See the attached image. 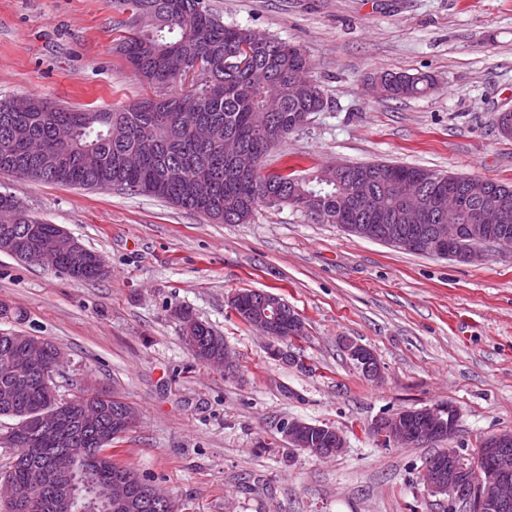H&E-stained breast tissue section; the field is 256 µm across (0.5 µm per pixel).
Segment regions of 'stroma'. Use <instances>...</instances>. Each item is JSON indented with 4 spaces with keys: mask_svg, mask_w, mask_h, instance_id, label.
<instances>
[{
    "mask_svg": "<svg viewBox=\"0 0 512 512\" xmlns=\"http://www.w3.org/2000/svg\"><path fill=\"white\" fill-rule=\"evenodd\" d=\"M225 22L301 45L323 111L270 151L265 172L392 163L512 184V0H209ZM117 0H0V101L39 97L88 109L168 96L115 53ZM376 71L426 74L425 95L372 96ZM21 209L96 250L107 273L80 282L0 252V331L53 342L61 398L107 388L140 413L124 460L179 512H448L421 473L436 446L373 445L367 427L405 408L452 403L453 444L512 429V253L462 263L344 232L287 205L216 224L163 200L0 174ZM280 295L307 337L286 365L230 304ZM224 337L235 368L199 362L173 309ZM371 348L366 380L343 339ZM327 424L346 445L328 459L289 446V420Z\"/></svg>",
    "mask_w": 512,
    "mask_h": 512,
    "instance_id": "stroma-1",
    "label": "stroma"
}]
</instances>
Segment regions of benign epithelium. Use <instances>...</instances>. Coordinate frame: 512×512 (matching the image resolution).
Returning <instances> with one entry per match:
<instances>
[{
	"mask_svg": "<svg viewBox=\"0 0 512 512\" xmlns=\"http://www.w3.org/2000/svg\"><path fill=\"white\" fill-rule=\"evenodd\" d=\"M428 174L422 178L414 176L395 183V189L415 199V207L402 215L403 223H392L393 215L381 204L370 203L366 207L367 220L381 224L382 240L390 245L414 251L423 249L436 256H445L463 263L485 260L490 252L504 249L509 242V234L494 235L491 226L500 224L504 229L512 227V206L499 198L489 180L469 178L462 183L448 181V198L453 207L446 208L442 199H424L419 196V188ZM470 207L474 213L475 226L462 236L459 215ZM55 247L74 254L84 255L87 248L75 237L63 231L55 240ZM260 309L264 313L262 335L268 339V347L273 355L288 362L296 361L290 354L273 348L279 337L280 326L288 324V333L300 336L305 331L300 316L284 312L278 297L266 292L259 293ZM232 307L236 315L250 320L254 303L237 293L232 297ZM345 352L362 376L373 382L384 378V370L373 351L367 346L348 341ZM428 416L419 424L410 425L414 410L402 409L392 414H384L373 420L371 430L376 439L388 446L413 447L445 443L453 437L457 429L458 409L448 403L426 408ZM282 432L289 446L307 451L310 454L327 458L334 454L331 448H310L308 443L315 436L341 441L343 434L325 425L292 420L283 424ZM475 455L482 459L483 474L473 472L470 457L455 448H445L423 466L424 485L435 495L448 498L449 512L457 509L463 512H512V430H499L486 445L476 449ZM45 482L56 488L67 486L72 481L69 467L57 464L43 472ZM138 495L135 483L116 479L108 498L112 506L119 510L132 505Z\"/></svg>",
	"mask_w": 512,
	"mask_h": 512,
	"instance_id": "obj_1",
	"label": "benign epithelium"
}]
</instances>
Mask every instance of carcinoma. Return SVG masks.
Returning a JSON list of instances; mask_svg holds the SVG:
<instances>
[{"instance_id":"1","label":"carcinoma","mask_w":512,"mask_h":512,"mask_svg":"<svg viewBox=\"0 0 512 512\" xmlns=\"http://www.w3.org/2000/svg\"><path fill=\"white\" fill-rule=\"evenodd\" d=\"M131 23L117 38V51L135 75L153 88H180L187 74H177L167 57L177 49L190 51L201 62L190 88L167 97L169 107L161 114L147 97L112 108L75 110L37 98L0 101V172L33 181L86 188L130 191L165 199L183 209L224 224H243L261 203L286 204L288 193L303 203L312 196L331 223L360 224L362 210H349L354 199L348 188L336 187L325 168L304 176L286 169L275 174H239L224 159V138L235 137L255 154L266 157L274 145L258 139L266 127L289 131L302 112L323 110L321 98L310 88L311 64L303 54L288 53L289 43L235 24H226L213 13L207 0H121ZM389 98L399 100L421 95L433 86L425 74L387 72ZM180 112H197L211 126L215 138L201 142L182 128ZM56 148L65 153V164L54 171L29 172L31 145ZM368 179L366 198L384 195L398 210L401 199L393 182L427 170L398 164L352 165ZM21 242L26 253L51 240L60 228L23 213L12 196L0 192V232L3 225ZM98 252L77 259L67 251L58 256L59 272L77 281H92V261ZM185 325L192 326L191 351L205 363L224 353V337L191 311L182 310ZM32 336L0 332V362L15 363L9 380L0 377V417L17 419L13 427L14 449L23 462L0 473L23 497L56 496L40 481V465L55 461L72 463L77 473L70 503L59 501L49 512H114L106 490L121 473L135 476L151 489L154 484L134 467L119 460L122 449L109 437L112 413L119 407L116 394L107 390L81 392L60 399L48 392L42 378L45 362L28 357ZM59 411L66 422V437L40 431L27 420L45 412Z\"/></svg>"}]
</instances>
